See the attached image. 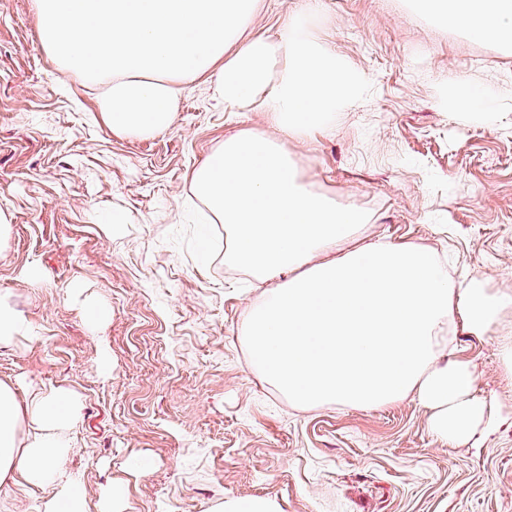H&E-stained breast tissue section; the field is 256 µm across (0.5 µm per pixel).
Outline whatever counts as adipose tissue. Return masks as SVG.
Returning <instances> with one entry per match:
<instances>
[{"instance_id":"ef3b65f1","label":"adipose tissue","mask_w":512,"mask_h":512,"mask_svg":"<svg viewBox=\"0 0 512 512\" xmlns=\"http://www.w3.org/2000/svg\"><path fill=\"white\" fill-rule=\"evenodd\" d=\"M439 21L512 47V0H419ZM256 0H36L41 44L79 79L101 82L113 133L167 129L184 86L209 77L230 110H259L277 129L225 137L191 176L196 195L232 232L225 257L281 282L248 316L255 364L302 405L379 407L416 393L443 441L473 438L489 406L471 366L452 359L456 330L494 335L512 376V294L485 279L458 282L405 244L360 242L365 216L337 209L304 184L282 142L330 129L369 90L366 75L301 22L279 38L246 36ZM351 250H341L343 242ZM318 264H310L315 253ZM80 399L54 388L20 406L0 384V484L51 488L43 512H85L61 467ZM29 441L17 444L20 421Z\"/></svg>"}]
</instances>
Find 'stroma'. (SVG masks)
Masks as SVG:
<instances>
[{"label":"stroma","mask_w":512,"mask_h":512,"mask_svg":"<svg viewBox=\"0 0 512 512\" xmlns=\"http://www.w3.org/2000/svg\"><path fill=\"white\" fill-rule=\"evenodd\" d=\"M259 0L247 35L295 17L361 69L368 96L333 128L285 147L303 180L367 217L364 238L447 256L454 277L512 293V48L413 0ZM495 94L490 121L441 103L448 78ZM102 86L41 46L34 0H0V298L32 340L0 346L20 404L51 387L81 400L65 470L88 512H512V378L493 336L458 335L490 422L440 440L416 394L377 408L306 406L253 362L240 330L272 288L225 264L192 173L225 137L267 132L207 78L149 138L102 120ZM104 313L95 325L86 304Z\"/></svg>","instance_id":"35a3bbf8"}]
</instances>
